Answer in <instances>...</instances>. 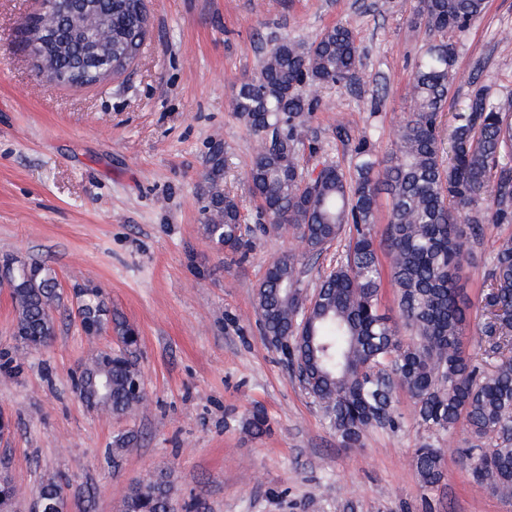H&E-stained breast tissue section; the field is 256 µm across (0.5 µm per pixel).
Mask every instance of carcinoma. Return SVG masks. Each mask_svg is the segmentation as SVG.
<instances>
[{
	"label": "carcinoma",
	"instance_id": "1",
	"mask_svg": "<svg viewBox=\"0 0 512 512\" xmlns=\"http://www.w3.org/2000/svg\"><path fill=\"white\" fill-rule=\"evenodd\" d=\"M487 8V0H414L413 23L432 37L418 59L412 81L413 107L399 124L390 163L382 166L369 142L354 139L357 163L348 176L334 165L315 177L298 168L308 124L319 101L306 89L346 85L361 69L356 39L344 26L325 29L310 42L284 39L268 53L260 70L243 81L234 112L260 139L247 174L259 208L278 228L298 230L314 255L348 233L344 260L319 283L310 303L298 276L301 257L283 253L268 266L256 292L263 335L296 341L305 389L323 407L331 427L350 446L373 426L395 424L392 383L376 375L391 371L414 400L429 428L468 434L456 453L468 462L473 480L495 494L512 497V357L484 372L466 351L470 329L461 285L465 245L482 237L483 221L512 225V94L476 92L452 113L448 151L440 135L442 112L454 80L456 44ZM95 20L71 31L65 23L39 51L62 70L73 67L96 41V23L109 24L112 76L124 74L137 58L148 29L144 0H97ZM203 231L215 246L233 253L248 247L241 233L239 202L219 190L224 148L209 147ZM389 210L377 228L379 185ZM389 263L383 266L380 255ZM481 294L484 319L477 326L485 354L512 351V234L497 239ZM395 289L408 340L381 307L384 282ZM10 296L16 312L15 336L22 347L40 350L55 336L54 310L61 301L56 271L32 261L20 266ZM81 329L88 336L116 335L118 349L96 352L80 366L78 395L91 410L111 415L142 409L146 392L133 391L141 379L134 353L138 331L106 307L101 288L86 287L79 302ZM248 428L269 429L255 407ZM134 436L115 438L117 467ZM422 488L444 476L441 452L422 445L415 452ZM174 501L170 476L149 474L134 481L121 512H168ZM17 488L9 471L0 472V512H18Z\"/></svg>",
	"mask_w": 512,
	"mask_h": 512
}]
</instances>
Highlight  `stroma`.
Instances as JSON below:
<instances>
[{"label": "stroma", "mask_w": 512, "mask_h": 512, "mask_svg": "<svg viewBox=\"0 0 512 512\" xmlns=\"http://www.w3.org/2000/svg\"><path fill=\"white\" fill-rule=\"evenodd\" d=\"M413 0H146L149 30L136 62L94 86L40 76L24 21L40 0H0V260H37L55 269L63 305L56 336L19 353L15 314L0 285V462L28 512L37 487L66 483V512H119L130 484L171 472L183 512H512V499L475 483L455 450L463 431L438 432L395 389L396 427L367 431L346 446L292 367L262 335L256 292L270 262L303 253L296 232L264 228L247 173L258 137L233 110L244 78L272 46L314 40L341 24L355 36L363 67L350 85L319 86L297 155L300 171L325 165L352 173L353 146L337 130L367 138L388 158L410 111L416 61L429 42L412 27ZM458 77L449 105L484 88L512 93V0H488L457 40ZM224 146L219 188L241 205L246 256L204 235L208 149ZM485 236L463 281L482 310L493 244ZM103 290L113 314L141 336L137 363L145 412L89 410L71 385L92 354L115 345L85 335L74 289ZM268 417L251 433L253 407ZM137 437L120 467L108 453L117 435ZM444 455L445 475L424 490L415 451Z\"/></svg>", "instance_id": "obj_1"}]
</instances>
